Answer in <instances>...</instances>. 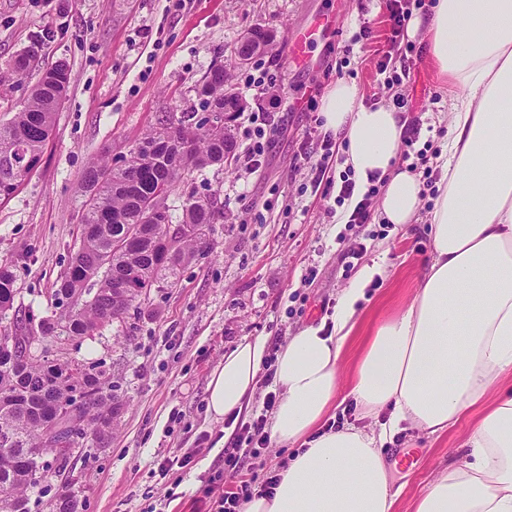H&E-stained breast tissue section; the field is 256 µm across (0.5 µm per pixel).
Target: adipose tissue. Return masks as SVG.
<instances>
[{
    "label": "adipose tissue",
    "mask_w": 512,
    "mask_h": 512,
    "mask_svg": "<svg viewBox=\"0 0 512 512\" xmlns=\"http://www.w3.org/2000/svg\"><path fill=\"white\" fill-rule=\"evenodd\" d=\"M421 30L452 114L437 158L433 249L413 298L376 327L345 393L366 413L388 412V421L370 432L323 428L342 394L356 305L383 272L378 259L343 290L331 327L307 326L281 350L270 436L292 452L273 494L252 496L242 512H394L386 442L404 423L443 433L474 407L481 415L467 440L470 461L442 471L413 512H512V389L500 387L512 379V0H437L408 33ZM322 113L345 139V163L360 187L371 174L386 178L382 216L410 223L422 186L394 168L407 117L364 106L358 88L343 81L325 95ZM266 349L257 337L225 353L207 384L214 418L243 410Z\"/></svg>",
    "instance_id": "adipose-tissue-1"
}]
</instances>
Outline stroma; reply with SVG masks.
Returning <instances> with one entry per match:
<instances>
[{"instance_id":"stroma-1","label":"stroma","mask_w":512,"mask_h":512,"mask_svg":"<svg viewBox=\"0 0 512 512\" xmlns=\"http://www.w3.org/2000/svg\"><path fill=\"white\" fill-rule=\"evenodd\" d=\"M275 30L274 53L232 72L245 108L232 123L238 147L263 143L254 173L238 163L195 171L167 200L180 219L189 194H218L224 219L210 245L141 296L101 336L70 344L67 358L111 373L123 401L105 447L74 449L62 474L29 494V512H209L214 497L235 491L253 460L280 472L288 447L268 442L259 457L240 444L241 424L263 412L277 388L260 374L241 414L214 420L207 409L212 371L236 343L266 337L279 353L308 325L331 320L358 270L384 257L385 272L365 290L346 347L353 364L371 329L408 303L432 250L436 185L423 189L411 223L394 225L371 198L366 223H349L338 203L345 166L341 140L325 126L322 99L337 82L355 83L364 105L406 112L417 148L437 158L448 141V93L427 61L424 33L393 43L385 0H0V120L12 117L42 70L66 62L67 97L37 168L0 201V264L11 265L20 313L45 314L80 237L83 180L90 163L119 162L168 112L198 108L195 87L216 63L232 60L247 30ZM314 30L309 60L290 61L294 33ZM39 48V66L14 73V59ZM407 67L399 84L379 69ZM325 166L327 183L314 182ZM476 413L440 436L409 428L384 456L402 493L395 512L413 504L438 473L470 459L465 443ZM185 468L159 474L172 456Z\"/></svg>"}]
</instances>
